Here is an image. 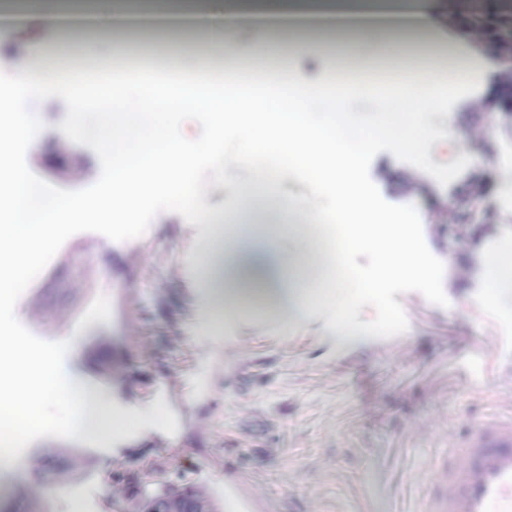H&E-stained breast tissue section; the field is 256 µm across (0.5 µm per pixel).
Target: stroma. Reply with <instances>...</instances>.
Segmentation results:
<instances>
[{
  "label": "stroma",
  "mask_w": 512,
  "mask_h": 512,
  "mask_svg": "<svg viewBox=\"0 0 512 512\" xmlns=\"http://www.w3.org/2000/svg\"><path fill=\"white\" fill-rule=\"evenodd\" d=\"M423 24L394 18L368 27L314 23L303 28L262 20L244 0H19L0 36V67L15 47L45 53L76 70L123 67L185 71L223 65L214 37L229 27L241 42L264 40L265 69L288 66L294 78L322 81L349 60L360 80L374 71L434 70L433 51L415 31L450 45L463 63L465 30L488 17H512V0H403ZM58 19L48 31L47 19ZM483 80L476 96L457 101L439 127L456 142L431 148L435 163L470 157L472 183L409 190L408 163L377 154L369 175L382 197L416 206L425 243L447 269V306L408 292L399 300L408 328L389 338L342 342L321 301L325 283L303 286L305 315L282 324L271 303L241 301L236 316L203 286L217 242L212 223L193 225L174 212L155 216L141 237L112 251L97 232L68 238L71 252L48 264L17 303L15 315L45 341H70L63 369L101 389L106 439L44 437L0 471V512H72L80 495L89 512H141L154 488L192 486L219 512H426L431 467L448 457L450 429L489 417L512 418V291L492 295L490 253L512 241V195H502L512 159V83L497 77L512 63V31L481 41ZM44 124L33 149L40 175L64 163L58 151L65 103H28ZM228 173L252 213L277 206L285 230L276 250L300 258L314 248L295 223L306 187L293 178L253 184L237 166ZM480 192L483 207L458 198Z\"/></svg>",
  "instance_id": "stroma-1"
}]
</instances>
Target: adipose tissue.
<instances>
[{
	"label": "adipose tissue",
	"mask_w": 512,
	"mask_h": 512,
	"mask_svg": "<svg viewBox=\"0 0 512 512\" xmlns=\"http://www.w3.org/2000/svg\"><path fill=\"white\" fill-rule=\"evenodd\" d=\"M8 70L18 96L34 92L48 78L60 94L73 102H81L83 98L84 88L77 76L65 73L61 65L33 61L26 49L14 50ZM277 232L274 225L243 224L231 240L215 250L208 274L224 289L225 316H232L231 305L239 285L244 282L260 286L262 294L275 303L281 321L302 316L303 310L297 302L299 281L289 276L287 257L270 247Z\"/></svg>",
	"instance_id": "adipose-tissue-1"
}]
</instances>
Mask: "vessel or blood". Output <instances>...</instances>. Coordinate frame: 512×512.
Returning <instances> with one entry per match:
<instances>
[{
    "mask_svg": "<svg viewBox=\"0 0 512 512\" xmlns=\"http://www.w3.org/2000/svg\"><path fill=\"white\" fill-rule=\"evenodd\" d=\"M58 150L67 159L60 179L91 183L69 143L60 142ZM448 445L453 456L430 473V512H512V420L481 422L462 437L449 433Z\"/></svg>",
    "mask_w": 512,
    "mask_h": 512,
    "instance_id": "obj_1",
    "label": "vessel or blood"
}]
</instances>
